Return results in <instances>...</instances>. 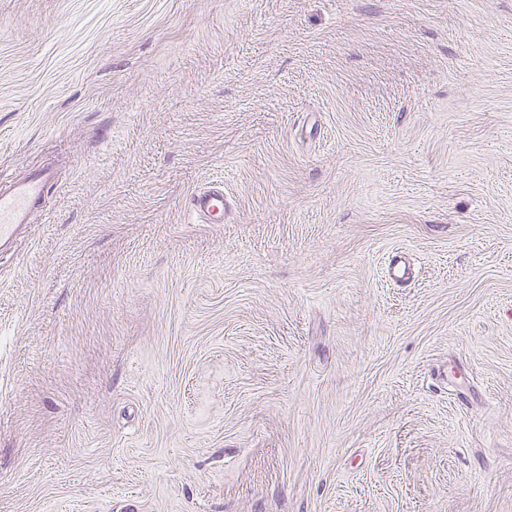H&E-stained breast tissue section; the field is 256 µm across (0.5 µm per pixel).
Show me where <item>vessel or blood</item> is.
<instances>
[{
  "mask_svg": "<svg viewBox=\"0 0 512 512\" xmlns=\"http://www.w3.org/2000/svg\"><path fill=\"white\" fill-rule=\"evenodd\" d=\"M51 177L49 170L39 169L22 182L0 181V252L15 248L22 229L29 222L32 208L42 199ZM189 207L205 223H223V188L215 186L193 194Z\"/></svg>",
  "mask_w": 512,
  "mask_h": 512,
  "instance_id": "1",
  "label": "vessel or blood"
}]
</instances>
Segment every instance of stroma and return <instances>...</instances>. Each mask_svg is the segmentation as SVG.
<instances>
[{
    "mask_svg": "<svg viewBox=\"0 0 512 512\" xmlns=\"http://www.w3.org/2000/svg\"><path fill=\"white\" fill-rule=\"evenodd\" d=\"M41 168L0 512H512V0H0ZM189 207L202 217L206 224L223 223L224 188L215 186L193 194L189 200Z\"/></svg>",
    "mask_w": 512,
    "mask_h": 512,
    "instance_id": "obj_1",
    "label": "stroma"
}]
</instances>
